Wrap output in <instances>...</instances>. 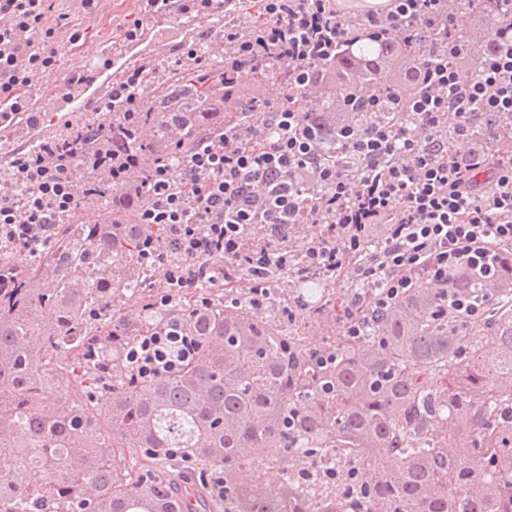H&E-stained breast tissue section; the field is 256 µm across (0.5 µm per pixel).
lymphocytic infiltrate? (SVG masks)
<instances>
[{"mask_svg":"<svg viewBox=\"0 0 512 512\" xmlns=\"http://www.w3.org/2000/svg\"><path fill=\"white\" fill-rule=\"evenodd\" d=\"M240 3L138 0L136 17L115 31L116 45L126 46L147 19L225 14L229 23L207 35L205 47L177 46L169 75L202 74L218 63L225 88L235 89L243 73L270 63L288 71L263 119L215 132L188 154L148 166L131 155L93 160V168L110 167L113 185L140 189L134 221L155 229L140 243L144 265L159 275L154 307L203 288L241 286L251 307L261 308L278 274L304 282L347 276L363 288L350 294L337 325L358 337L366 327L362 309L379 313L419 280L444 283L497 262L499 248L512 246V153L458 144L474 140L477 115L512 116V10L491 11V38L479 49L452 39L418 62L422 89L412 103L387 85L367 101L372 108L387 101L411 106L414 121L363 126L347 119L328 156L311 110L297 108L318 90L319 68L361 37L405 40L416 24L425 32L453 26L448 0H388L378 13L348 10L343 0H255L258 20L247 30L232 21ZM51 11L50 0H0V123L28 115L39 76L79 47L82 31ZM470 51L480 67L466 79L456 60ZM157 71V62L145 59L113 79L109 100L123 106L127 123L145 111L143 85ZM11 175L23 192L0 197V247L33 255L91 191L62 161L60 145L49 142L16 152ZM308 225L317 234L303 250L292 249L293 232ZM378 228L380 246L367 251ZM193 348V338L178 330L154 332L127 346L123 361L139 376H156L176 370Z\"/></svg>","mask_w":512,"mask_h":512,"instance_id":"f902f5d3","label":"lymphocytic infiltrate"}]
</instances>
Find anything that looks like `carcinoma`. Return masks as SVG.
I'll use <instances>...</instances> for the list:
<instances>
[{
  "label": "carcinoma",
  "instance_id": "cac0c4a2",
  "mask_svg": "<svg viewBox=\"0 0 512 512\" xmlns=\"http://www.w3.org/2000/svg\"><path fill=\"white\" fill-rule=\"evenodd\" d=\"M424 39L351 49L323 68L320 135L335 147L330 116L351 110L361 121L400 119L387 104L372 115L344 103L380 82H415L399 60L422 59ZM223 86L182 74L150 89L137 124H74L55 138L79 140L77 153L116 149L148 162L173 154L170 130L187 152L224 127L258 120L263 102L211 112ZM108 221L76 215L55 229L25 268L0 256V512H160L193 494L207 512H308V487L328 461L358 472L348 496L328 512H504L512 505V251L489 277L457 275L433 288H410L364 336L336 332L345 294L327 289L310 311L331 335L304 336L281 313L253 317L243 295L216 294L207 307H152L140 241L154 232L134 223L122 191L86 174ZM127 283L129 312L109 307ZM484 303L466 322L457 304ZM179 322L194 337L193 356L172 373L141 378L122 366L121 344ZM112 337V350L88 354L89 339ZM67 349L68 364L56 360ZM112 360L105 376L98 362ZM294 455L297 471L245 477L253 453ZM177 469L222 479L217 496Z\"/></svg>",
  "mask_w": 512,
  "mask_h": 512
}]
</instances>
